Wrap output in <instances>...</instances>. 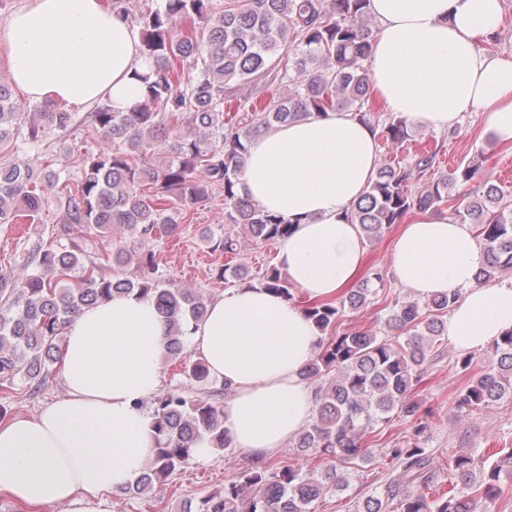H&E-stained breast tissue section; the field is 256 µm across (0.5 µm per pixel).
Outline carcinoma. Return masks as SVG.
I'll use <instances>...</instances> for the list:
<instances>
[{
    "label": "carcinoma",
    "mask_w": 512,
    "mask_h": 512,
    "mask_svg": "<svg viewBox=\"0 0 512 512\" xmlns=\"http://www.w3.org/2000/svg\"><path fill=\"white\" fill-rule=\"evenodd\" d=\"M132 21L154 70L144 77L143 101L129 111L115 112L103 104L89 113L87 133L107 147L85 154L81 180L71 185L54 170L0 161L1 224L20 213L33 224L54 203L63 210V223L73 229L66 247H36L31 271H0L1 382L17 377L45 382L60 357L64 329L79 311L116 294L137 293L152 298L167 321V356L182 361L189 381L210 383L205 361L191 358L184 340L189 324L206 315L203 298L174 283L105 276L89 255L88 239L114 225L132 230L142 242L162 228L175 236L182 215L207 199L217 184L224 191L226 223L241 226L251 241H277L288 235L290 225L238 189L249 143L274 126L314 112L346 109L365 119L373 35L367 0H162L160 7L132 15ZM178 23L183 28L176 29ZM262 77L286 81L292 88L251 103L256 122L250 126L224 119V100L234 88ZM11 99L10 84L0 78V153L13 148L19 137L36 144L45 130L72 124V113L44 104L23 127ZM185 113L191 117L186 125L180 122ZM383 133L394 149L411 137L402 116L389 120ZM149 154L164 159L147 166L143 160ZM435 156L420 151L408 168L384 164L376 170L350 211L362 237L378 239L407 214L439 207L448 201L450 189L472 182L488 161L478 155L423 188L411 189V172L425 175ZM144 185L153 193L142 192ZM503 196V189L485 178L476 195L455 208L461 223L474 225L483 245L481 282L512 271V208L500 205ZM114 260L155 268L154 253L134 248L117 249ZM375 283H383V275L371 269L339 303L313 304L307 313L325 331L346 311L365 306ZM261 284L292 297L293 287L275 267ZM455 300L438 295L422 303L398 302L386 319L387 335L348 332L321 346L301 373L304 381L319 385L316 413L294 440L300 453L324 460L320 471L256 465L186 512H311L323 494L344 487L336 464L369 455L361 433L387 425L395 415L417 420L411 438L386 453L399 464L402 482L414 490L403 493L402 482L391 481L368 497L360 512H490L501 494L500 475H512V448L490 455L456 450L448 459L450 494L432 498L427 493L439 469L422 447L426 424L418 420L415 390L430 353L442 344L441 317ZM493 351L496 363L472 375L457 395L458 412L485 409L512 396V330L493 343ZM229 391L225 383L206 397L176 390L156 394L158 448L124 493L143 495L162 484L194 458L202 438L215 448L229 447L224 409L216 400Z\"/></svg>",
    "instance_id": "carcinoma-1"
}]
</instances>
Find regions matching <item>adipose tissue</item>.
<instances>
[{"instance_id":"1","label":"adipose tissue","mask_w":512,"mask_h":512,"mask_svg":"<svg viewBox=\"0 0 512 512\" xmlns=\"http://www.w3.org/2000/svg\"><path fill=\"white\" fill-rule=\"evenodd\" d=\"M380 30L369 68L373 96L408 123L448 130L478 112L512 144V60L482 51L501 27L502 0H368ZM14 84L33 100L128 111L153 68L139 32L104 0H25L0 24ZM378 144L350 112L302 116L252 140L247 195L290 221L277 244L282 275L308 299L342 294L362 274L365 249L350 210L376 171ZM484 252L470 225L438 210L402 224L390 258L420 298L455 297L445 334L468 353L512 329V286L481 283ZM190 347L228 383L224 428L233 447L273 456L311 423L315 396L300 377L320 330L295 302L255 284L230 288L190 325ZM65 392L36 414L0 421V494L38 512H114L113 500L155 453L144 401L162 385L167 325L152 299L117 294L65 329Z\"/></svg>"}]
</instances>
